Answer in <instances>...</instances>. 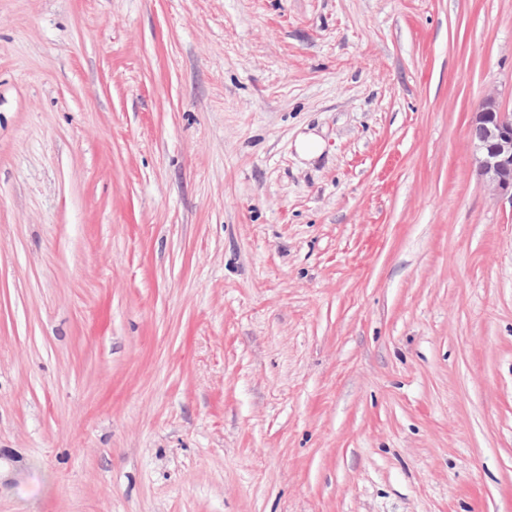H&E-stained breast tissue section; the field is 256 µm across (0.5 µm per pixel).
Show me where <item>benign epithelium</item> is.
Instances as JSON below:
<instances>
[{
	"mask_svg": "<svg viewBox=\"0 0 512 512\" xmlns=\"http://www.w3.org/2000/svg\"><path fill=\"white\" fill-rule=\"evenodd\" d=\"M468 138L486 189L512 204V109L494 95L484 97L469 122Z\"/></svg>",
	"mask_w": 512,
	"mask_h": 512,
	"instance_id": "1",
	"label": "benign epithelium"
}]
</instances>
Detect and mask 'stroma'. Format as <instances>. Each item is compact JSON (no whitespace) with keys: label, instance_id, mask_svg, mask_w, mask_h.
Masks as SVG:
<instances>
[{"label":"stroma","instance_id":"35a3bbf8","mask_svg":"<svg viewBox=\"0 0 512 512\" xmlns=\"http://www.w3.org/2000/svg\"><path fill=\"white\" fill-rule=\"evenodd\" d=\"M490 94L512 0H0V512H512ZM472 113L468 138L478 174L494 199L512 203V109L487 95Z\"/></svg>","mask_w":512,"mask_h":512}]
</instances>
